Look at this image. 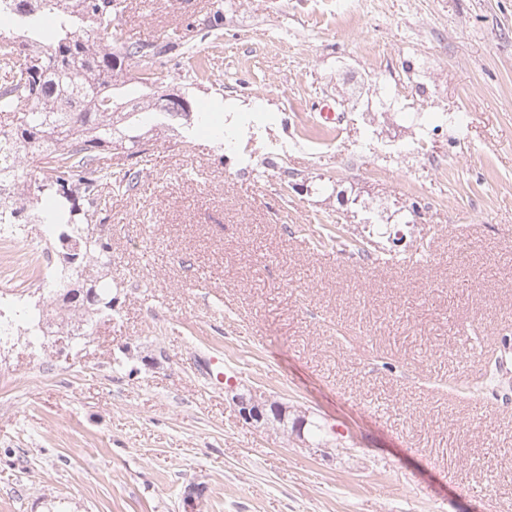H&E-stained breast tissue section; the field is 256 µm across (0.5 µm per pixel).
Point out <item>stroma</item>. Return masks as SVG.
Returning a JSON list of instances; mask_svg holds the SVG:
<instances>
[{
	"mask_svg": "<svg viewBox=\"0 0 512 512\" xmlns=\"http://www.w3.org/2000/svg\"><path fill=\"white\" fill-rule=\"evenodd\" d=\"M118 27L212 121L113 156L140 177L103 213L94 342H0V512H184L191 485L204 512H512V0H127ZM43 248L0 237V291ZM218 354L321 433L245 423Z\"/></svg>",
	"mask_w": 512,
	"mask_h": 512,
	"instance_id": "35a3bbf8",
	"label": "stroma"
}]
</instances>
